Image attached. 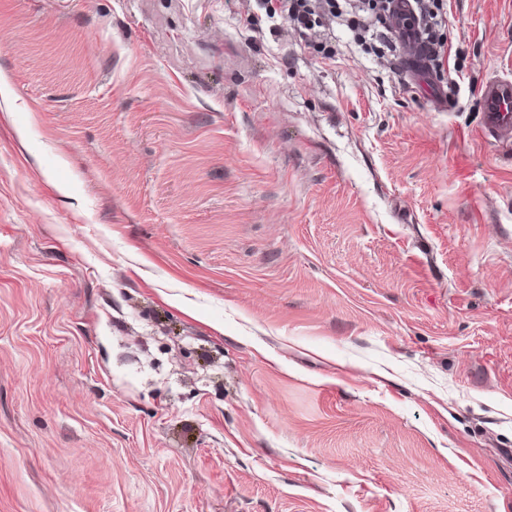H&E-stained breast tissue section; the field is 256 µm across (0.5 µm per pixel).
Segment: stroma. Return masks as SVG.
I'll list each match as a JSON object with an SVG mask.
<instances>
[{
  "mask_svg": "<svg viewBox=\"0 0 512 512\" xmlns=\"http://www.w3.org/2000/svg\"><path fill=\"white\" fill-rule=\"evenodd\" d=\"M274 25L0 0V512H512V0ZM393 7L396 27L391 32V37L409 60L414 59L415 54L420 49V44L416 34V25L412 19V0H395ZM416 20L429 52V59L435 61L438 68L443 67L447 48L443 40H438L436 30L445 25L447 12L444 11L446 0H414ZM438 45V50H437ZM485 109L482 128L490 136H512V80L487 82L483 91Z\"/></svg>",
  "mask_w": 512,
  "mask_h": 512,
  "instance_id": "obj_1",
  "label": "stroma"
}]
</instances>
